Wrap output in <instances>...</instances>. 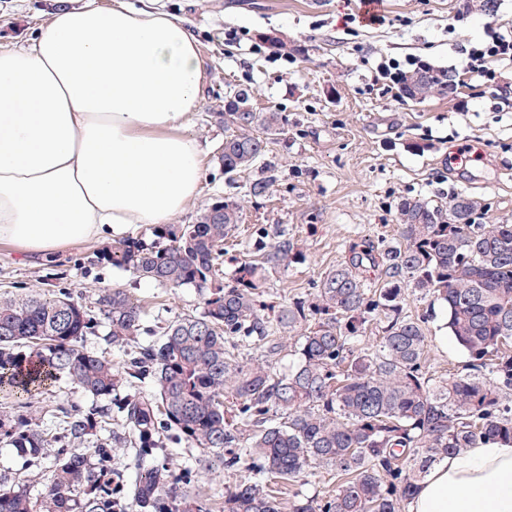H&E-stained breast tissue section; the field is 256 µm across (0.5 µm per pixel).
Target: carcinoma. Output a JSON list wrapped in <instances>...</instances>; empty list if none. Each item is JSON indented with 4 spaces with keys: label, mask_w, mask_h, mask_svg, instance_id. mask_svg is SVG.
Here are the masks:
<instances>
[{
    "label": "carcinoma",
    "mask_w": 512,
    "mask_h": 512,
    "mask_svg": "<svg viewBox=\"0 0 512 512\" xmlns=\"http://www.w3.org/2000/svg\"><path fill=\"white\" fill-rule=\"evenodd\" d=\"M457 85L453 71L430 65L396 79L399 97L416 103ZM215 116L230 183L288 132L282 113L252 110L243 89ZM479 208L462 192L446 203L403 200L395 244L353 253L324 276L315 301L290 302L272 317L260 301L268 269L302 255L283 240L224 281L238 201L214 203L192 224L156 227L149 243L115 241L103 252L112 266L193 287L204 300L200 314L178 316L159 341L140 344L144 307L119 288L100 290L112 344L130 347L119 363L84 348L97 318L70 293L0 294V400L8 401L0 444L49 472L35 497L29 480L0 470V512H214L211 499L189 494L187 473L157 457L166 433L232 477L222 512H282L274 483L294 485L312 468L336 472V490L296 494L288 512H404L448 454L512 444V224H486ZM411 294L441 303L443 328L468 355L456 375L429 373L425 316L408 310ZM301 326L290 341L285 332ZM252 345L263 354L243 356ZM62 379L95 399L146 379L154 391L120 398L123 436L92 441L93 410H46L61 435L20 413ZM130 450L135 461L124 477L112 460Z\"/></svg>",
    "instance_id": "carcinoma-1"
}]
</instances>
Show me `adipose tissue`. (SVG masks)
Listing matches in <instances>:
<instances>
[{"label":"adipose tissue","mask_w":512,"mask_h":512,"mask_svg":"<svg viewBox=\"0 0 512 512\" xmlns=\"http://www.w3.org/2000/svg\"><path fill=\"white\" fill-rule=\"evenodd\" d=\"M202 84L195 35L152 0H63L28 45L0 46V244L49 258L182 214ZM408 512H512V444L443 458Z\"/></svg>","instance_id":"1"}]
</instances>
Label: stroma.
<instances>
[{
	"label": "stroma",
	"instance_id": "35a3bbf8",
	"mask_svg": "<svg viewBox=\"0 0 512 512\" xmlns=\"http://www.w3.org/2000/svg\"><path fill=\"white\" fill-rule=\"evenodd\" d=\"M183 19L199 41L204 72L190 135L204 146L200 192L176 221L193 223L201 209L224 198L240 201L242 219L224 256V275L256 259L276 236L292 239L304 261L270 270L266 302L280 306L313 300L321 279L347 261L351 247L384 248L398 237V208L407 197L477 198L485 220L512 223V108H501L498 89L512 86V63L495 62L487 82L459 76L456 91L421 103L402 100L395 85L376 80L384 58H417L458 66L465 47L488 27L512 29V0H498L485 16L478 0H382L381 20L362 19L360 0H157ZM58 0H0V44L23 46L57 9ZM236 40H225L226 31ZM273 34L284 52L266 42ZM253 92L256 111L288 117V136L273 141L264 160L224 180L218 161L224 127L216 120L237 90ZM271 180L269 197L248 194L251 182ZM100 243L76 244L53 259L28 257L0 246V293L12 289H64L95 308L100 289L121 288L145 308L139 342L159 337L177 316L198 314L203 297L137 278L101 258ZM426 324L428 367L456 372L467 355L441 327ZM164 455L192 470V493L222 503L230 478L220 464L201 465L200 451L171 436Z\"/></svg>",
	"mask_w": 512,
	"mask_h": 512
}]
</instances>
